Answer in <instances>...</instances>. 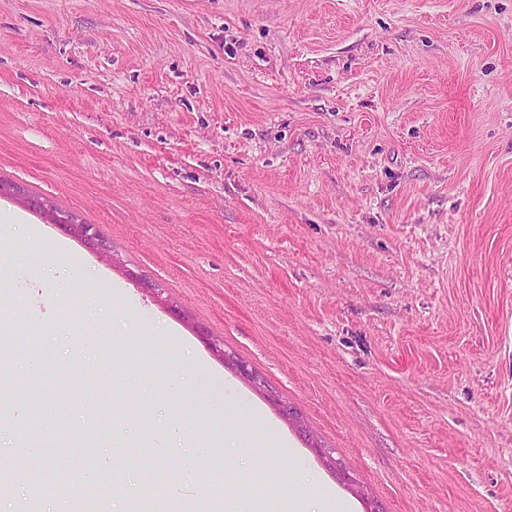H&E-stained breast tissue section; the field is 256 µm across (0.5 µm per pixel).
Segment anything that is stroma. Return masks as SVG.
<instances>
[{
    "label": "stroma",
    "instance_id": "stroma-1",
    "mask_svg": "<svg viewBox=\"0 0 512 512\" xmlns=\"http://www.w3.org/2000/svg\"><path fill=\"white\" fill-rule=\"evenodd\" d=\"M0 183V512H512V0H0ZM65 246L64 243L59 242L52 252V258L55 261L51 267L54 279L57 281L59 288L63 290H78L82 289L81 285L74 280L73 275L70 273L68 265L64 262H59V259L64 257ZM296 471L304 477L312 480L316 493L314 497H303L293 506L291 512H349V506L336 500V492L323 488L312 478L303 461L295 462Z\"/></svg>",
    "mask_w": 512,
    "mask_h": 512
}]
</instances>
